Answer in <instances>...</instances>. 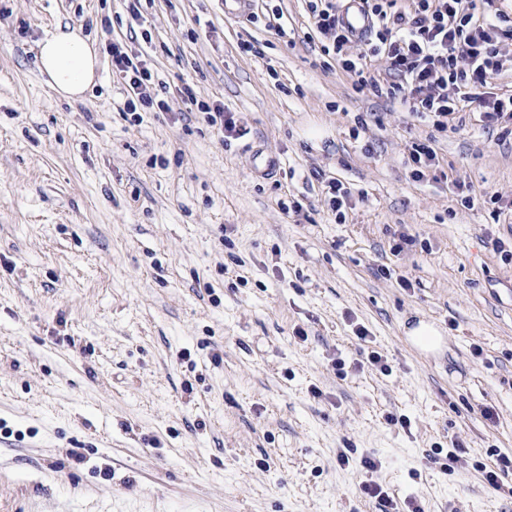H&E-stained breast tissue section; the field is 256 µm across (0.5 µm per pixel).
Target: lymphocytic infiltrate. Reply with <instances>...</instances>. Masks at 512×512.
Listing matches in <instances>:
<instances>
[{
    "label": "lymphocytic infiltrate",
    "mask_w": 512,
    "mask_h": 512,
    "mask_svg": "<svg viewBox=\"0 0 512 512\" xmlns=\"http://www.w3.org/2000/svg\"><path fill=\"white\" fill-rule=\"evenodd\" d=\"M307 11L324 37L323 54L332 55L359 88L400 97L417 117L447 130L462 105H473L486 123L512 115V90L480 93L489 79L512 70V27L503 11L488 13L478 0H360L371 18L357 35L343 24L345 0H306ZM112 72L125 89L124 111L165 112L150 70L117 42L109 43ZM385 61L383 71L371 68Z\"/></svg>",
    "instance_id": "obj_1"
}]
</instances>
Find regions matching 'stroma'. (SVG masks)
<instances>
[{
  "instance_id": "1",
  "label": "stroma",
  "mask_w": 512,
  "mask_h": 512,
  "mask_svg": "<svg viewBox=\"0 0 512 512\" xmlns=\"http://www.w3.org/2000/svg\"><path fill=\"white\" fill-rule=\"evenodd\" d=\"M275 8L277 29L222 0L138 21L126 0H0V512H381L349 448L394 503L512 512L484 480L512 459V121L466 107L438 131L357 90L304 0L251 6ZM65 24L100 64L77 101L35 64ZM110 39L168 111L121 112ZM188 92L243 137L221 142ZM416 141L438 160L419 182ZM421 318L442 351L407 342Z\"/></svg>"
}]
</instances>
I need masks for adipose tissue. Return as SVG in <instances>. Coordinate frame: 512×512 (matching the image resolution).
Segmentation results:
<instances>
[{
    "mask_svg": "<svg viewBox=\"0 0 512 512\" xmlns=\"http://www.w3.org/2000/svg\"><path fill=\"white\" fill-rule=\"evenodd\" d=\"M36 64L58 95L77 99L94 84L99 60L82 27L68 24L40 42Z\"/></svg>",
    "mask_w": 512,
    "mask_h": 512,
    "instance_id": "adipose-tissue-1",
    "label": "adipose tissue"
}]
</instances>
